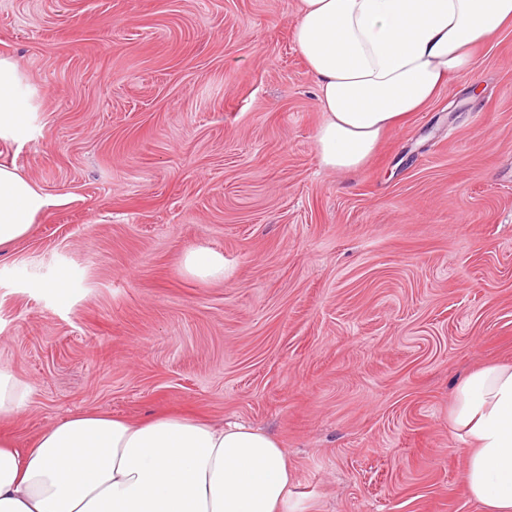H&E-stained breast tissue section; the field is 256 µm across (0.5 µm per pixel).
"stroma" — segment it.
Segmentation results:
<instances>
[{
    "instance_id": "stroma-1",
    "label": "stroma",
    "mask_w": 512,
    "mask_h": 512,
    "mask_svg": "<svg viewBox=\"0 0 512 512\" xmlns=\"http://www.w3.org/2000/svg\"><path fill=\"white\" fill-rule=\"evenodd\" d=\"M295 0H0L40 93L0 162L56 198L0 256L18 446L85 411L276 436L282 512H481L457 382L512 363V30L389 132L322 169ZM224 258L223 278L184 265ZM69 275L66 299L50 291ZM185 266L190 273L203 279H219L224 276V259L212 251H196L186 256Z\"/></svg>"
}]
</instances>
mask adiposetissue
Listing matches in <instances>:
<instances>
[{
	"label": "adipose tissue",
	"instance_id": "1",
	"mask_svg": "<svg viewBox=\"0 0 512 512\" xmlns=\"http://www.w3.org/2000/svg\"><path fill=\"white\" fill-rule=\"evenodd\" d=\"M506 28L512 0H298L292 35L316 82L320 165L361 169ZM36 97L0 57V140L26 136ZM54 203L0 163V251ZM449 423L467 445V496L484 512H512V363L461 380ZM294 480L277 438L243 422L83 412L24 448L0 436V512H281Z\"/></svg>",
	"mask_w": 512,
	"mask_h": 512
}]
</instances>
